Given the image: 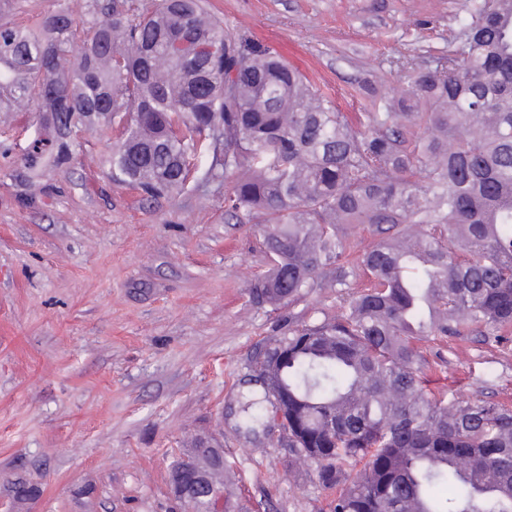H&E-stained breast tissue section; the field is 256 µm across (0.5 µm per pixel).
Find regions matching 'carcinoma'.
I'll return each instance as SVG.
<instances>
[{"mask_svg": "<svg viewBox=\"0 0 512 512\" xmlns=\"http://www.w3.org/2000/svg\"><path fill=\"white\" fill-rule=\"evenodd\" d=\"M0 24V92L47 115L32 158L70 161L76 136L118 124L112 178L146 197L205 173L232 179L224 211L261 220L269 268L249 290L279 307L341 260L338 224L394 231L363 258L369 285L333 321L289 330L280 366L288 452L324 461L331 512H512V409L429 388L416 342L512 326V0H469L460 36L407 95L353 122L276 51L224 28L204 0H94ZM215 51L197 59L174 42ZM423 99L428 108L419 110ZM168 467L187 484L182 455ZM19 502L38 496L10 483Z\"/></svg>", "mask_w": 512, "mask_h": 512, "instance_id": "obj_1", "label": "carcinoma"}]
</instances>
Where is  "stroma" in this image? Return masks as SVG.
<instances>
[{
	"label": "stroma",
	"instance_id": "1",
	"mask_svg": "<svg viewBox=\"0 0 512 512\" xmlns=\"http://www.w3.org/2000/svg\"><path fill=\"white\" fill-rule=\"evenodd\" d=\"M93 0H0V23ZM468 0H209L234 31L276 49L362 111L408 90L447 53ZM35 105L0 112V512H184L166 467L198 436L224 446L239 512H330L331 491L281 446L260 362L295 326L340 317L368 285L374 228H340L342 264L278 310L248 288L266 267L257 227L224 214L204 155L193 189L156 201L112 178L118 126L80 136L73 159L30 177ZM433 389L512 406V327L427 337ZM22 478L35 502L13 503Z\"/></svg>",
	"mask_w": 512,
	"mask_h": 512
}]
</instances>
